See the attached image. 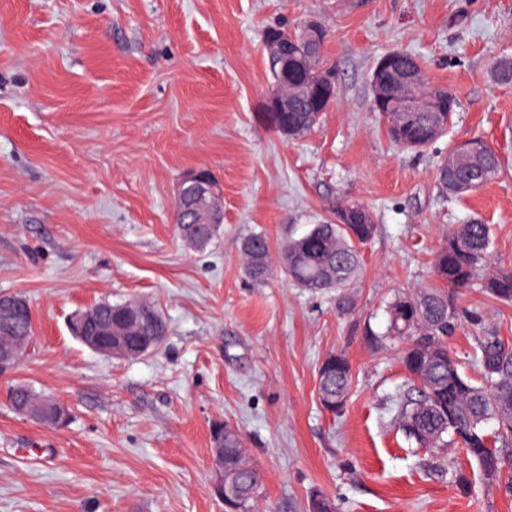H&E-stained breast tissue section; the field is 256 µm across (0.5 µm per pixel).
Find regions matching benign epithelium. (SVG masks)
<instances>
[{"label":"benign epithelium","instance_id":"obj_1","mask_svg":"<svg viewBox=\"0 0 512 512\" xmlns=\"http://www.w3.org/2000/svg\"><path fill=\"white\" fill-rule=\"evenodd\" d=\"M322 27L309 24L301 31H283L271 34L265 39L267 59L274 74L272 90L267 98L265 112L277 115L282 112L297 111L298 102L309 93H315L318 104L314 112H325L335 102V83L325 69L321 55L310 50V42L321 33ZM396 58L388 53L376 63L371 87L375 102L380 107L392 106L399 120L403 121L410 112L448 111L444 96L424 99L421 95V76L412 68L391 66ZM175 208L179 213L193 216L195 224H219L224 218V192L215 179L206 178L202 170L193 169L184 174L177 185ZM143 303L137 301L122 309L124 322L116 328L107 326L99 334L83 337L85 345L93 351L104 352L117 357H139L146 354L149 347L137 343L132 337L137 335L138 321L142 316ZM29 340L13 342L0 341V372L13 369L27 351ZM63 405L54 403L39 409L17 406L15 410L36 418L47 425L58 423ZM214 493L224 501L228 512H238L236 502L224 496V452L216 455Z\"/></svg>","mask_w":512,"mask_h":512}]
</instances>
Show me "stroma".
<instances>
[{"label": "stroma", "mask_w": 512, "mask_h": 512, "mask_svg": "<svg viewBox=\"0 0 512 512\" xmlns=\"http://www.w3.org/2000/svg\"><path fill=\"white\" fill-rule=\"evenodd\" d=\"M316 20L336 102L288 138L264 106V34ZM393 50L415 55L459 106L446 137L396 146L370 79ZM512 0H0V293L28 302L26 355L0 375V512H224L212 490L213 423L237 427L263 475L253 512H512L461 449L419 448L397 422L409 383L385 330L394 289L433 283L450 225L480 214L512 264ZM482 136L504 173L451 200L437 181L449 143ZM209 169L224 224L203 250L176 234L175 188ZM371 212L348 294L313 293L273 270L253 283L241 243L273 245L333 217ZM157 304L168 333L136 358L95 352L67 328L102 301ZM448 346L470 362L484 332L512 340V304L463 292ZM345 354L343 410L316 395L327 354ZM24 384L70 411L52 429L7 399ZM468 486H460L457 472Z\"/></svg>", "instance_id": "35a3bbf8"}]
</instances>
